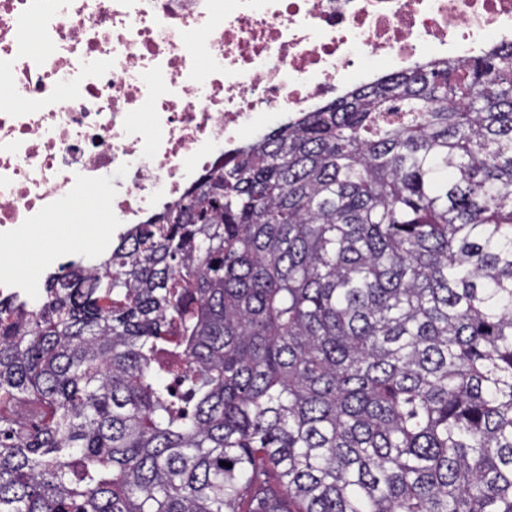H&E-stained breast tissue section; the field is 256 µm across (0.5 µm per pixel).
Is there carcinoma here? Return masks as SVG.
<instances>
[{"label": "carcinoma", "instance_id": "carcinoma-1", "mask_svg": "<svg viewBox=\"0 0 512 512\" xmlns=\"http://www.w3.org/2000/svg\"><path fill=\"white\" fill-rule=\"evenodd\" d=\"M44 292L0 297V512H512V45L289 119Z\"/></svg>", "mask_w": 512, "mask_h": 512}]
</instances>
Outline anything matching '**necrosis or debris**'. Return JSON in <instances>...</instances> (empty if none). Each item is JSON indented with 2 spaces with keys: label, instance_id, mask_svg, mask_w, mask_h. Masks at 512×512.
Segmentation results:
<instances>
[{
  "label": "necrosis or debris",
  "instance_id": "4bbe7bcc",
  "mask_svg": "<svg viewBox=\"0 0 512 512\" xmlns=\"http://www.w3.org/2000/svg\"><path fill=\"white\" fill-rule=\"evenodd\" d=\"M33 16L50 55L16 39ZM509 44L512 0H0V246L107 177L98 214L144 223L275 113Z\"/></svg>",
  "mask_w": 512,
  "mask_h": 512
}]
</instances>
